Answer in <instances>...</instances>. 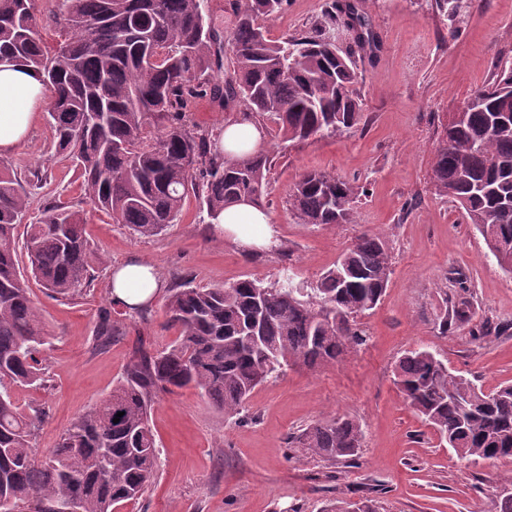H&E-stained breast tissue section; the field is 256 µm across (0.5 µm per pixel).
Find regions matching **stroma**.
Wrapping results in <instances>:
<instances>
[{
  "instance_id": "obj_1",
  "label": "stroma",
  "mask_w": 512,
  "mask_h": 512,
  "mask_svg": "<svg viewBox=\"0 0 512 512\" xmlns=\"http://www.w3.org/2000/svg\"><path fill=\"white\" fill-rule=\"evenodd\" d=\"M328 0H288L267 35L301 36L324 21ZM380 49L357 59L355 88L363 103L359 125L318 141L285 142L263 121L272 157L264 207L273 216L276 248L248 255L224 240L205 207L188 196L177 224L140 238L85 198L81 180L51 151V132L38 119L5 162L31 189V208L52 201L74 205L88 239L107 261L70 299L32 285L31 297L54 336L43 388H16L20 408L41 418L35 442L44 457L75 417L105 399L129 362L137 338L162 349L178 332L166 324V297L146 315L119 311L110 272L133 258L155 262L166 288L189 281L221 287L244 278L273 281L289 254L299 279L314 281L364 232L392 247L393 272L378 306L359 316L367 341L343 360L316 370L293 367L258 386L245 411L224 416L193 388L157 398L150 426L158 445L154 479L118 512H325L336 501L373 500L377 512H496L500 479L512 460L457 456L405 401L394 368L407 351L425 348L484 390L512 382V275L504 272L461 211L434 192L431 160L442 126L473 92L492 81L500 60L512 58V0H469L449 19L436 0H359ZM242 105L196 101L188 123L220 131ZM349 179L362 193L351 224L298 222L288 192L307 171ZM465 276L473 296L469 325L441 332L445 293ZM121 312L124 337L100 344L102 315ZM506 325L475 337L484 324ZM358 418L365 432L356 461L326 462L292 447L306 427L329 417Z\"/></svg>"
}]
</instances>
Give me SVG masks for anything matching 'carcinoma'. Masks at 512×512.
Returning <instances> with one entry per match:
<instances>
[{
	"mask_svg": "<svg viewBox=\"0 0 512 512\" xmlns=\"http://www.w3.org/2000/svg\"><path fill=\"white\" fill-rule=\"evenodd\" d=\"M31 0H0V59L39 73L54 157L82 178L84 195L117 224L153 237L177 223L189 193L214 222L245 198L261 207L270 155L226 160L216 135L184 122L200 97L241 103L277 126L284 141L338 136L361 120L353 57L375 54L371 19L354 0H334L327 25L343 21L354 48L340 50L323 29L268 38L264 22L287 0H236L226 38L233 76L214 80L222 58L206 0H62L54 24L65 39L46 50ZM448 123L432 158L435 192L453 202L483 237L497 264L512 268V61L475 91ZM0 161V512H113L152 481L157 444L149 425L161 392L194 387L226 416L242 413L252 391L288 366L321 368L365 342L359 315L381 301L392 274L385 237L362 233L316 281L288 266L263 283L221 288L187 282L173 289L167 324L176 340L154 351L142 340L108 397L71 423L48 456L34 457L39 417L20 412L12 388L47 383L50 334L28 287L59 298L90 283L104 263L83 217L54 202L25 220L29 195ZM359 188L325 171L302 174L288 203L303 224H351ZM23 237L27 271L17 246ZM445 295L440 329L469 322L466 281ZM395 383L407 403L462 458H512V383L484 391L427 350L406 352ZM123 413L120 421L113 419ZM364 429L352 416L324 419L292 443L326 461L354 460Z\"/></svg>",
	"mask_w": 512,
	"mask_h": 512,
	"instance_id": "carcinoma-1",
	"label": "carcinoma"
}]
</instances>
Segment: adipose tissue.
<instances>
[{
	"label": "adipose tissue",
	"instance_id": "obj_1",
	"mask_svg": "<svg viewBox=\"0 0 512 512\" xmlns=\"http://www.w3.org/2000/svg\"><path fill=\"white\" fill-rule=\"evenodd\" d=\"M44 104V85L37 72L0 62V154L12 152L28 136ZM219 141L227 158L238 159L261 150L265 133L258 123L237 121L224 126ZM218 227L226 239L247 253L276 244L271 217L248 202L226 208ZM110 286L116 304L130 310L152 304L164 281L154 264L133 260L113 270Z\"/></svg>",
	"mask_w": 512,
	"mask_h": 512
}]
</instances>
